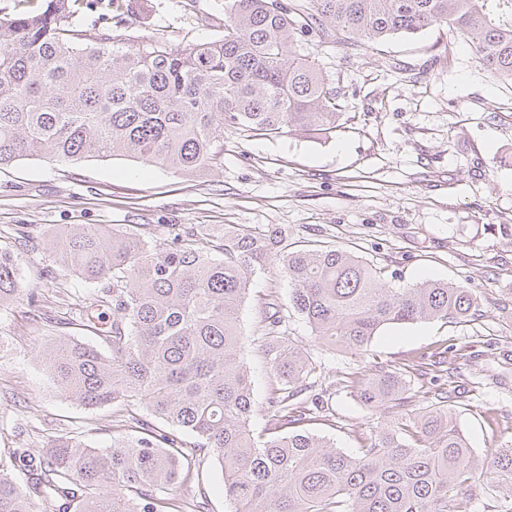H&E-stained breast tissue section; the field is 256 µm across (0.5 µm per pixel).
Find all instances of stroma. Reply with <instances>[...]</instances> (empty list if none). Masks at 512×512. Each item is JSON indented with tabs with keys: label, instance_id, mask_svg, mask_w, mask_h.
Here are the masks:
<instances>
[{
	"label": "stroma",
	"instance_id": "obj_1",
	"mask_svg": "<svg viewBox=\"0 0 512 512\" xmlns=\"http://www.w3.org/2000/svg\"><path fill=\"white\" fill-rule=\"evenodd\" d=\"M103 14L84 0L88 33L110 32L162 42L174 52L212 40L224 0H119ZM312 57L337 93L340 127L327 139L301 134L261 136L221 129V162L199 175L127 159L76 162L44 157L0 169V251L18 260L23 294L0 311V461L24 448L42 456L49 440L81 433L97 447L152 424L145 408L120 420L112 407L86 410L58 395L37 352L49 336L94 342L66 315V292L87 296L92 283L64 269L47 276V235L67 224L132 231L162 245L167 227L213 230L227 224L278 227L296 244L350 249L382 268L399 288L442 280L475 290L482 314L449 324L427 320L389 325L361 354L326 351L329 375L399 370L413 351L448 346L478 352L479 373L462 365L454 380L467 393L457 412L477 454L512 441V85L480 66L470 39L434 27L351 51L311 41ZM140 206L129 211L128 197ZM290 289L276 266L253 276L240 311L244 335L262 333L267 302L287 303ZM243 359L254 382L257 411L250 427L267 434L265 398L272 377L257 346ZM376 420L349 389L337 388L325 416L307 422L354 454L368 444ZM168 512H234L212 453L195 459L194 477L168 494Z\"/></svg>",
	"mask_w": 512,
	"mask_h": 512
}]
</instances>
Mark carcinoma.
Masks as SVG:
<instances>
[{
	"mask_svg": "<svg viewBox=\"0 0 512 512\" xmlns=\"http://www.w3.org/2000/svg\"><path fill=\"white\" fill-rule=\"evenodd\" d=\"M0 18V167L25 156L58 161L123 156L180 174L220 159V128L312 137L339 127L337 94L302 53L298 32L360 50L433 27L472 39L484 70L512 83V22L503 0H227L215 39L173 53L159 41L129 46L89 34L79 0H18ZM52 263L78 279L107 282L76 303L102 350L52 336L39 350L54 387L86 408L143 406L176 434L145 428L96 448L78 435L50 442L42 459L13 453L26 487L0 469V512H164L194 454L208 450L235 512H475L477 487L501 489L512 512V444L479 456L451 395L422 392L408 409L404 373L350 378L369 410L383 413L371 442L347 454L303 430L256 438L253 385L239 314L255 271L275 264L288 279V308L265 312L256 343L268 359L267 410L285 425L325 412L341 379L288 336V310L323 350L360 354L388 325L477 318L481 298L459 285L394 288L350 250L307 249L276 229L224 226L201 234L171 225L151 248L135 233L66 225L49 237ZM16 258L0 251V310L19 295Z\"/></svg>",
	"mask_w": 512,
	"mask_h": 512,
	"instance_id": "obj_1",
	"label": "carcinoma"
}]
</instances>
